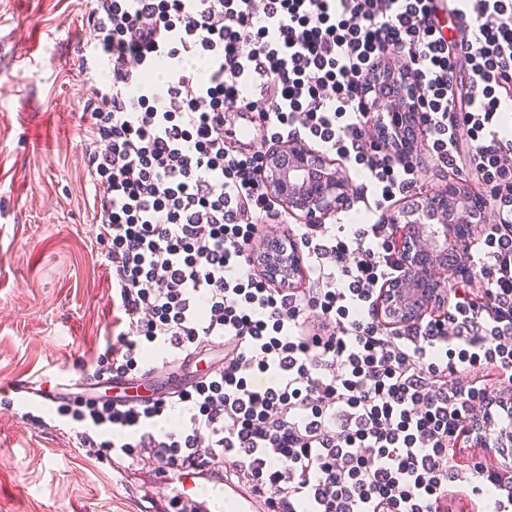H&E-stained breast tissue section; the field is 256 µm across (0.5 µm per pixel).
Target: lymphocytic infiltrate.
<instances>
[{"mask_svg":"<svg viewBox=\"0 0 512 512\" xmlns=\"http://www.w3.org/2000/svg\"><path fill=\"white\" fill-rule=\"evenodd\" d=\"M77 70L108 67L80 117L97 239L125 323L93 379L135 378L144 344L224 363L136 405L58 403L87 455L236 487L264 512H512V0H89ZM418 90L403 134L472 180L494 214L437 315L377 314L400 274L383 218L419 161L372 130L390 62ZM164 71L165 92L149 82ZM466 80H459V72ZM265 141L311 142L368 170L373 222L298 224L316 278L277 286L252 259L272 214L260 151L227 148V113Z\"/></svg>","mask_w":512,"mask_h":512,"instance_id":"1","label":"lymphocytic infiltrate"}]
</instances>
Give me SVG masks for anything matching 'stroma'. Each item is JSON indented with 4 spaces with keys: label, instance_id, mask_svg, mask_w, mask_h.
<instances>
[{
    "label": "stroma",
    "instance_id": "obj_1",
    "mask_svg": "<svg viewBox=\"0 0 512 512\" xmlns=\"http://www.w3.org/2000/svg\"><path fill=\"white\" fill-rule=\"evenodd\" d=\"M87 17L86 0H0V512H141L176 492L89 458L55 414L26 420L15 388L61 375L90 386L83 363L114 331L78 126Z\"/></svg>",
    "mask_w": 512,
    "mask_h": 512
}]
</instances>
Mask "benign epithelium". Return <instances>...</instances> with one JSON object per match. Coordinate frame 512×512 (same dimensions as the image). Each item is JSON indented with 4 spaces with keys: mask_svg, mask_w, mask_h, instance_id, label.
<instances>
[{
    "mask_svg": "<svg viewBox=\"0 0 512 512\" xmlns=\"http://www.w3.org/2000/svg\"><path fill=\"white\" fill-rule=\"evenodd\" d=\"M266 180L271 196L292 214L309 222H318L349 204L352 187L348 178L331 161H316L314 153L302 141H290L270 149L265 156ZM481 198L461 181L450 179L438 191L422 197L412 211L398 210L384 216V223L395 229V251L403 273L383 287L378 310L402 326L418 321V303L409 299L407 290L414 285L431 291L437 300L448 297L449 281L442 279L438 264L446 262L448 244L454 243L467 253L478 226L462 214L483 212ZM253 259L263 262L268 276L291 280L302 271V257L296 249L271 255L262 247Z\"/></svg>",
    "mask_w": 512,
    "mask_h": 512,
    "instance_id": "benign-epithelium-1",
    "label": "benign epithelium"
}]
</instances>
